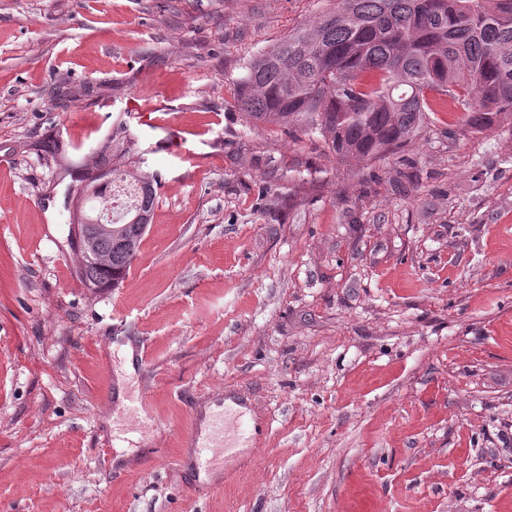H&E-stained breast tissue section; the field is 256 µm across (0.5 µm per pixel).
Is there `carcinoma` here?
I'll return each mask as SVG.
<instances>
[{"label":"carcinoma","instance_id":"cac0c4a2","mask_svg":"<svg viewBox=\"0 0 512 512\" xmlns=\"http://www.w3.org/2000/svg\"><path fill=\"white\" fill-rule=\"evenodd\" d=\"M336 0V7L258 53L238 81L247 122L319 134L341 158L376 160L427 123L461 112L469 126L512 116V0ZM105 177L137 187L139 203L96 235L78 277L97 291L125 277L153 219L162 171L142 169L129 151H94Z\"/></svg>","mask_w":512,"mask_h":512}]
</instances>
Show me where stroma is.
Segmentation results:
<instances>
[{"instance_id":"obj_1","label":"stroma","mask_w":512,"mask_h":512,"mask_svg":"<svg viewBox=\"0 0 512 512\" xmlns=\"http://www.w3.org/2000/svg\"><path fill=\"white\" fill-rule=\"evenodd\" d=\"M333 6L0 0V512H512V118L375 161L249 126L245 65ZM120 122L164 185L94 292L67 190ZM238 392L254 446L196 493Z\"/></svg>"}]
</instances>
